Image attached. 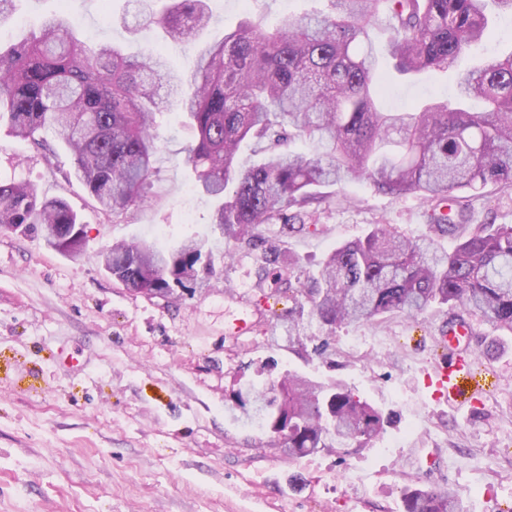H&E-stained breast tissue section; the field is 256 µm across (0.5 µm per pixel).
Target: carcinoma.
<instances>
[{"label": "carcinoma", "mask_w": 512, "mask_h": 512, "mask_svg": "<svg viewBox=\"0 0 512 512\" xmlns=\"http://www.w3.org/2000/svg\"><path fill=\"white\" fill-rule=\"evenodd\" d=\"M126 0L171 41L192 46L210 23L206 0ZM325 11L273 24L242 22L197 52L192 71L173 70L164 53L130 56L113 43L86 44L66 14L44 20L9 46L0 44V125L30 140L52 164L54 150L36 138L45 128L71 152L77 175L112 213L147 203L158 152L159 89L180 103L194 131L183 163L213 206L211 224L236 245L262 248L275 286L300 280L297 260L260 231L295 226L298 210L320 204V189L352 180L375 191L416 194L432 207L436 230L454 238L468 222L464 197L488 186L512 188V53L461 69L459 62L489 33L490 4L512 13V0H326ZM386 23L393 67L401 75L456 72L452 99L413 112L381 110L385 80L372 30ZM305 138L313 151L291 148ZM261 159L238 164L242 144ZM77 213L29 182L0 180V227L40 228L47 244L70 253L82 242ZM112 276L128 288L178 298L176 289L206 288L215 255L196 235L167 250L116 243L106 255ZM312 314L331 330L390 313L414 317L433 302L478 314L512 330V224H479L452 249L409 241L388 225L328 254L319 276L301 285ZM283 340L299 352L292 314ZM256 418L279 450L303 457L365 448L384 430L380 411L335 380L313 381L289 370L269 385H250ZM404 512H461L450 490L411 489Z\"/></svg>", "instance_id": "cac0c4a2"}]
</instances>
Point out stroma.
Segmentation results:
<instances>
[{
	"label": "stroma",
	"mask_w": 512,
	"mask_h": 512,
	"mask_svg": "<svg viewBox=\"0 0 512 512\" xmlns=\"http://www.w3.org/2000/svg\"><path fill=\"white\" fill-rule=\"evenodd\" d=\"M212 20L194 49L172 47L145 24L129 32L125 0H19L0 25V41L37 30L44 17L70 14L87 41L135 53L168 46L186 72L194 50L248 18L326 9L325 0H210ZM383 104L410 109L453 91L451 79L399 78L389 56ZM177 104L157 117L159 151L149 201L121 214L102 210L74 174L65 149L53 164L27 140L0 128V178L29 180L64 199L87 231L74 259L40 234L0 233V512H403L406 488H453L464 512L512 504V331L471 318L469 345L487 393L475 405L435 400L427 386L434 339L449 320L432 303L417 318L400 314L328 330L304 318L307 348L328 342L327 358L300 356L280 342L294 308L291 292L260 289L259 251L233 250L210 224L211 205L183 165L192 140ZM307 208L302 231L281 238L304 273L337 246L377 224L404 237H438L420 198L391 197L359 181L327 187ZM476 224H512V188L487 187L472 200ZM210 236L225 254L206 290L172 303L127 289L97 253L121 241L172 248L191 234ZM257 310L250 333L233 336L235 307ZM276 360L322 381L336 379L389 422L367 448L291 459L269 432L229 410L232 389L255 383L256 365Z\"/></svg>",
	"instance_id": "1"
}]
</instances>
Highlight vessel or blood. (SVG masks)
<instances>
[{
	"instance_id": "b4317fda",
	"label": "vessel or blood",
	"mask_w": 512,
	"mask_h": 512,
	"mask_svg": "<svg viewBox=\"0 0 512 512\" xmlns=\"http://www.w3.org/2000/svg\"><path fill=\"white\" fill-rule=\"evenodd\" d=\"M470 333V327L455 324L442 330L437 342L441 354L435 364L432 383L437 393L447 395L452 402L469 400L483 390L472 361L454 342L455 337Z\"/></svg>"
}]
</instances>
